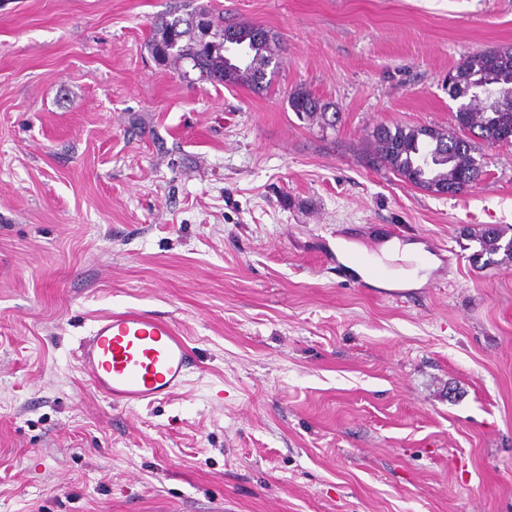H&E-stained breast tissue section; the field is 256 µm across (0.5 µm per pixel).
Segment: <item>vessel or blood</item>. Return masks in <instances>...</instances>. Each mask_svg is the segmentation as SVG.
<instances>
[{
	"label": "vessel or blood",
	"mask_w": 512,
	"mask_h": 512,
	"mask_svg": "<svg viewBox=\"0 0 512 512\" xmlns=\"http://www.w3.org/2000/svg\"><path fill=\"white\" fill-rule=\"evenodd\" d=\"M191 350L170 321L129 309L98 317L78 346L89 384L113 405L152 404L186 383Z\"/></svg>",
	"instance_id": "b4317fda"
}]
</instances>
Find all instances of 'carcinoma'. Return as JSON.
Masks as SVG:
<instances>
[{"label":"carcinoma","mask_w":512,"mask_h":512,"mask_svg":"<svg viewBox=\"0 0 512 512\" xmlns=\"http://www.w3.org/2000/svg\"><path fill=\"white\" fill-rule=\"evenodd\" d=\"M151 57L174 71L186 63L197 69L201 81L223 85L243 84L260 93L270 88L282 64V45L277 33L250 23H224L214 18L195 0H181L169 14L156 19L146 43ZM495 55L494 72L512 83V46L476 52L455 67L448 94L462 100L466 111L452 117L447 128L379 125L369 138L367 160L406 183L425 190L431 182L448 186L454 196L473 187L483 173L484 144L512 140V112L484 111L478 107L470 77L481 72L483 57ZM292 111L311 123L332 127L338 112L328 113L331 103L308 90H296L288 99ZM508 228L491 225L476 241L479 250L473 261L485 268L497 264L494 255L503 253L512 261V237Z\"/></svg>","instance_id":"obj_1"}]
</instances>
